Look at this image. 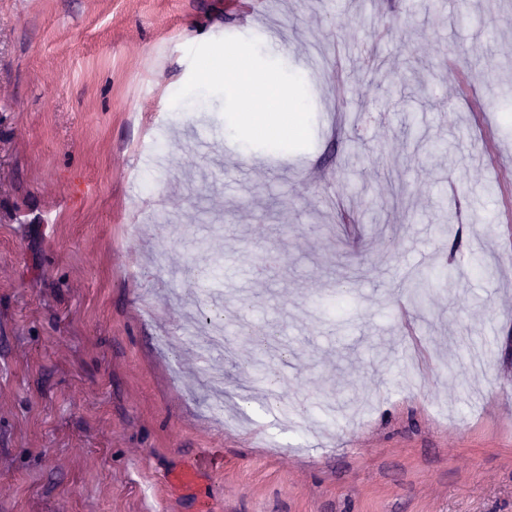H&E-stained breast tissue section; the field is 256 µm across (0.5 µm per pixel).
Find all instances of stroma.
Here are the masks:
<instances>
[{"label":"stroma","instance_id":"stroma-1","mask_svg":"<svg viewBox=\"0 0 512 512\" xmlns=\"http://www.w3.org/2000/svg\"><path fill=\"white\" fill-rule=\"evenodd\" d=\"M227 36L303 77L309 148L173 105ZM504 57L512 0H0V512H187L212 448L214 512H512ZM423 251L472 272L421 308ZM211 457H198L172 466L165 474V483L171 490L183 493V497L194 502V511L209 512V501L194 497L193 491L211 466Z\"/></svg>","mask_w":512,"mask_h":512}]
</instances>
